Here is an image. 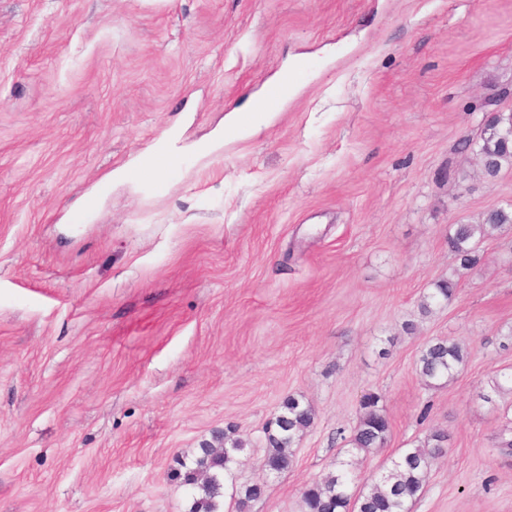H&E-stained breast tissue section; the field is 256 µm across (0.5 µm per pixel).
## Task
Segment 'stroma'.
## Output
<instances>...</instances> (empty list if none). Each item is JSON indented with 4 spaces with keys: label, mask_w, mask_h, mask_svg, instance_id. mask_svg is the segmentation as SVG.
Instances as JSON below:
<instances>
[{
    "label": "stroma",
    "mask_w": 512,
    "mask_h": 512,
    "mask_svg": "<svg viewBox=\"0 0 512 512\" xmlns=\"http://www.w3.org/2000/svg\"><path fill=\"white\" fill-rule=\"evenodd\" d=\"M298 57L272 121L225 139ZM510 112L512 0H0V512H189L181 465L228 428L236 483H266L246 512L436 428L412 512H512V226L471 269L447 243L512 204V167L464 146ZM438 337L467 357L430 386ZM367 394L390 433L358 452ZM290 396L315 419L266 479Z\"/></svg>",
    "instance_id": "obj_1"
}]
</instances>
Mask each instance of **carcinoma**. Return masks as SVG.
<instances>
[{"label":"carcinoma","instance_id":"carcinoma-1","mask_svg":"<svg viewBox=\"0 0 512 512\" xmlns=\"http://www.w3.org/2000/svg\"><path fill=\"white\" fill-rule=\"evenodd\" d=\"M511 127L512 116H502L498 125L484 131L479 142H465V146L472 147L485 176L494 178L504 166H512V149L502 141ZM507 224H512V206L491 208L474 224H453L448 229V250L460 259L463 267L473 268L479 262L478 245ZM456 288L457 284L449 279L437 282L434 291L424 300L423 308L427 310L433 302L451 299ZM464 355L459 343L437 338L418 358L419 373L429 383L448 379L463 363ZM314 416L310 404L297 397L286 398L267 429L264 459L288 470L292 462L291 448L311 427ZM389 431V421L377 408V398L370 394L365 396L351 439L353 448L361 451L381 448ZM447 440L448 434L435 431L421 446L398 449L367 487L359 485L360 478L355 472L339 469L303 492L301 512H410L423 490L432 461L443 452ZM243 450L241 440L229 434L216 435L213 441L201 444L190 463H182L186 468L183 483L193 488L190 512H224L228 482L236 512H243L248 502L264 494V486L258 483L234 485L236 454Z\"/></svg>","mask_w":512,"mask_h":512}]
</instances>
